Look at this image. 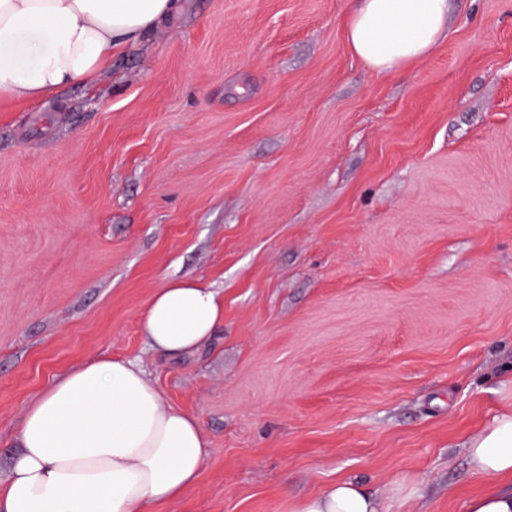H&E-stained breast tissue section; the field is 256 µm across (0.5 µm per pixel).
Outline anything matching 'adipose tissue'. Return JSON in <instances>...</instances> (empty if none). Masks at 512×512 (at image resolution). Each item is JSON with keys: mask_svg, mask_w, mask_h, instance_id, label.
I'll use <instances>...</instances> for the list:
<instances>
[{"mask_svg": "<svg viewBox=\"0 0 512 512\" xmlns=\"http://www.w3.org/2000/svg\"><path fill=\"white\" fill-rule=\"evenodd\" d=\"M180 0H0V98L37 102L92 81L113 53L175 15ZM448 0H359L346 19L352 51L380 74L427 55L446 34ZM224 320V295L171 281L143 314L149 345L188 354ZM208 444L133 361L94 360L55 379L27 407L0 512H152L198 480ZM484 478L467 512H512V410L469 441ZM295 512H386L349 480Z\"/></svg>", "mask_w": 512, "mask_h": 512, "instance_id": "1", "label": "adipose tissue"}]
</instances>
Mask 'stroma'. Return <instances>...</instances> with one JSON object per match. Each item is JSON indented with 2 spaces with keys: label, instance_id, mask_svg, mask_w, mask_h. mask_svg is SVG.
Segmentation results:
<instances>
[{
  "label": "stroma",
  "instance_id": "1",
  "mask_svg": "<svg viewBox=\"0 0 512 512\" xmlns=\"http://www.w3.org/2000/svg\"><path fill=\"white\" fill-rule=\"evenodd\" d=\"M352 0H182L89 85L0 101V484L29 403L136 362L210 454L154 512H294L350 479L465 512L464 443L512 409V0L379 74ZM224 293L152 350L169 281ZM224 321V293L197 281H171L146 303L149 345L168 355L188 354L214 336Z\"/></svg>",
  "mask_w": 512,
  "mask_h": 512
}]
</instances>
